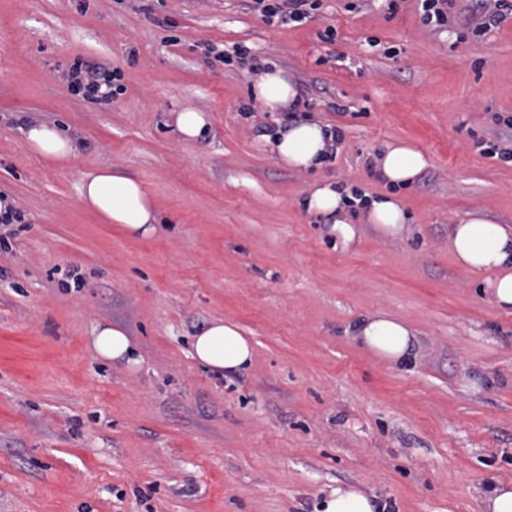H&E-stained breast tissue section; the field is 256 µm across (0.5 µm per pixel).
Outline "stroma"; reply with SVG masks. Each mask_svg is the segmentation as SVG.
Listing matches in <instances>:
<instances>
[{"label":"stroma","mask_w":512,"mask_h":512,"mask_svg":"<svg viewBox=\"0 0 512 512\" xmlns=\"http://www.w3.org/2000/svg\"><path fill=\"white\" fill-rule=\"evenodd\" d=\"M331 40H322L325 29ZM245 46L294 82L344 140L300 172L265 139ZM108 64L99 105L60 79ZM209 132H178L182 109ZM512 17L473 36L434 32L416 0H319L299 22L252 0H0V195L25 216L0 244V512H316L340 484L389 512H480L512 481V313L460 269L448 226L512 225V162L482 153L512 130ZM56 124L80 152L62 168L21 121ZM420 150L406 187L382 181L386 145ZM117 168L159 208L154 235L105 224L79 200L83 173ZM396 192L394 236L351 212V245L308 212L318 181ZM384 310L416 332L390 367L351 335ZM239 325L254 362L221 376L192 357L212 319ZM124 328L141 361L99 357L92 329ZM176 125L180 134L188 139L203 138L209 132L206 115L190 107L178 113Z\"/></svg>","instance_id":"obj_1"}]
</instances>
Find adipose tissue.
Masks as SVG:
<instances>
[{
    "instance_id": "obj_1",
    "label": "adipose tissue",
    "mask_w": 512,
    "mask_h": 512,
    "mask_svg": "<svg viewBox=\"0 0 512 512\" xmlns=\"http://www.w3.org/2000/svg\"><path fill=\"white\" fill-rule=\"evenodd\" d=\"M252 95L267 112H293L301 102L294 83L283 70L273 66L258 71L251 78ZM30 150L49 166L69 164L79 153L75 138L54 125L33 122L23 130ZM267 147L285 166L312 171L325 166L335 145L332 128L318 120H294L286 124ZM382 180L395 186L413 183L426 165L420 151L405 144L386 147L375 159ZM80 200L103 222L119 224L136 237H148L159 221L156 204L143 185L108 168L83 174ZM350 193L333 181L316 183L307 199L310 213L321 216L343 244L356 239L355 228L346 213ZM364 219L384 233L397 234L406 215L393 194L370 199L364 207ZM448 248L458 266L471 273L485 274V288L492 302L502 310L512 309V226L496 224L479 216L456 220L448 227ZM362 347L390 366L406 364L411 357L414 331L404 321L385 311L367 313L353 328ZM92 346L98 356L133 364L137 350L121 327L98 325L92 330ZM192 355L213 371L234 372L252 364L254 348L234 323L213 320L192 341ZM387 505L375 494L353 486L332 489L317 512H386Z\"/></svg>"
}]
</instances>
